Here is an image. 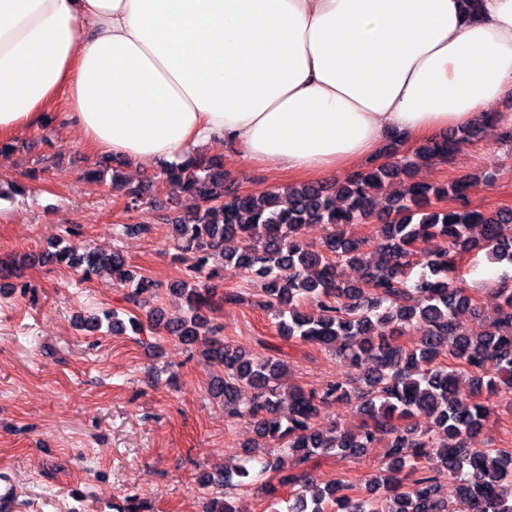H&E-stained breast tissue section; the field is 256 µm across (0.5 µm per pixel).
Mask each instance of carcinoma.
Wrapping results in <instances>:
<instances>
[{"label": "carcinoma", "mask_w": 512, "mask_h": 512, "mask_svg": "<svg viewBox=\"0 0 512 512\" xmlns=\"http://www.w3.org/2000/svg\"><path fill=\"white\" fill-rule=\"evenodd\" d=\"M495 124V113L483 112L479 123L418 145L412 159L381 163L334 186L240 195L224 189L221 159L190 156L163 169V181L180 185L187 201L171 234L198 254L189 280L170 289L185 297L188 309L170 319L166 330L186 346L210 334L203 355L220 372L210 392L223 398L225 418L252 423L260 438L280 446L267 456L251 445L245 465L217 477L200 476L201 484L215 489L205 512H237L232 498L250 485L251 461L260 464L258 475L272 472L278 480L261 485L271 512H280L276 505L282 502L286 512H453L450 494L472 512H512V450L469 446L492 414L490 399L512 395V280L496 289L500 303L489 330L474 336L463 317L476 313L477 304L462 274L464 260L481 252L490 263L512 266V207L473 206L471 190L482 181L476 174L443 187L404 179L419 161L448 162L462 144ZM389 180L399 181L401 189L382 204L379 190ZM152 186L149 179L129 187L112 174V188L122 193L127 210L150 203L145 191ZM443 200L448 206H438ZM368 220L375 226L370 249L368 241L348 234L350 225ZM308 224L328 226L318 250L302 238ZM475 224L478 238L471 235ZM436 238L447 239L448 249L419 253V245ZM229 239L239 246L225 249ZM419 254L421 263L415 261ZM214 256L224 258L223 270L245 271L261 283L254 305L275 310L281 336L327 349L351 370L367 366L356 385L336 380L321 389L283 391L287 361L256 358L219 337L222 327L212 324L210 313L221 300L243 297L217 296L211 280L219 273L207 269ZM47 261L79 268L86 278L110 271L136 308L158 290L152 279L128 269L117 250L76 254L64 247L47 253L42 262ZM35 262L33 255L0 259V281L16 279L27 293L22 277ZM344 264L360 266L362 278L343 280ZM419 264L423 271L415 275ZM104 322L114 332L142 329L138 317L124 320L117 310L103 311L87 327ZM403 336L413 337L412 343L401 342ZM352 397L367 417L364 427L356 433L319 427L324 408ZM382 441L386 460L362 488L340 479L319 485L308 469L317 457L357 458ZM279 485L289 488V497L276 496ZM446 485L452 487L449 494Z\"/></svg>", "instance_id": "obj_1"}]
</instances>
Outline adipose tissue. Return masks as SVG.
Segmentation results:
<instances>
[{"label":"adipose tissue","mask_w":512,"mask_h":512,"mask_svg":"<svg viewBox=\"0 0 512 512\" xmlns=\"http://www.w3.org/2000/svg\"><path fill=\"white\" fill-rule=\"evenodd\" d=\"M139 168L222 141L296 174L512 125V0H0V137L58 97Z\"/></svg>","instance_id":"1"}]
</instances>
